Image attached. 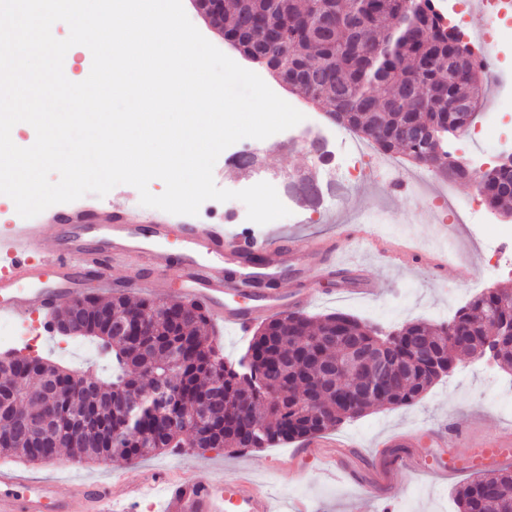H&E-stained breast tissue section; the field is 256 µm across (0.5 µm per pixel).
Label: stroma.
Segmentation results:
<instances>
[{
    "instance_id": "35a3bbf8",
    "label": "stroma",
    "mask_w": 512,
    "mask_h": 512,
    "mask_svg": "<svg viewBox=\"0 0 512 512\" xmlns=\"http://www.w3.org/2000/svg\"><path fill=\"white\" fill-rule=\"evenodd\" d=\"M182 3L191 22L214 46L262 77L280 98L305 105L302 94L276 85L264 67L228 47L222 33L210 28L198 15L192 0ZM247 149L255 155V165L248 171L238 169L230 151L221 153L213 169L216 185L237 191L268 182L289 209V216L261 226L248 220L241 201L208 200L201 205L196 223L222 224L228 238L312 240L342 235L346 227L365 223L372 216L390 215L394 222L377 231L378 239L424 248L436 233L438 222L429 211V198L409 190L399 191L394 180L385 176L370 175L355 181L342 178L335 171L333 156L318 159L305 139H293L280 132L265 140H249ZM307 176L318 183L320 193L316 198H306L296 188L297 182ZM505 223L512 225V216L507 218L483 208L481 217L470 224L467 232L449 241L447 272L443 275L388 261L372 242L346 239L339 261L357 266L375 284L376 296L346 293L343 282L334 280L322 284L321 298L306 312L312 316L342 312L376 323L386 332L409 320H447L449 310L458 309L473 297V284L484 289L497 283L512 284L511 268L486 274L490 256L481 248L483 241L496 238L500 225ZM15 346L82 374L105 378L112 373L111 357L102 354L96 342L87 338L52 335L44 337L39 345H28L20 339ZM509 380L512 375L499 367L461 357L451 373L434 384L418 404L372 411L325 432V439L337 438L352 444L355 473L351 476H331L317 449L305 447L300 440L245 453L184 448L150 456L136 464L84 459L76 468L70 467L71 454L66 451L59 460L32 464L28 470L54 479L68 494L80 493L86 482L107 480L114 472L122 473L127 485H153L150 495L139 496L138 512H161L163 508L164 491L154 486V479H174L191 472L202 477L247 473L271 493L278 512H294L298 501L308 502L310 512H458L454 491L471 480L468 466L488 461L482 441L512 425L504 417L494 391L496 383ZM448 420L454 422L455 432L449 433L443 446L434 445L432 435L440 423ZM399 433L412 436L411 448L389 447L391 437ZM407 454L426 460L427 468L397 472L390 486L368 495L365 484L372 475L366 468L367 461L377 458L391 463ZM450 462L463 465V472L446 477L435 475L434 466Z\"/></svg>"
}]
</instances>
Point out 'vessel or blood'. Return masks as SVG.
Listing matches in <instances>:
<instances>
[{"mask_svg": "<svg viewBox=\"0 0 512 512\" xmlns=\"http://www.w3.org/2000/svg\"><path fill=\"white\" fill-rule=\"evenodd\" d=\"M338 249L333 238L309 248L294 239L228 240L207 224L134 223L115 204L91 212L64 211L54 234L34 238L25 229L0 233V319L20 320L35 311L53 315L82 296L86 280L95 277L109 289L162 287V273L175 253L181 260L179 297L243 335L271 312L309 305L316 291L306 272L337 276ZM128 260L140 262L139 274L113 277V268ZM285 278L291 291L279 287ZM488 445L493 467L512 461L511 431H496ZM113 486L110 480L96 481L82 493L95 512H112ZM0 512L78 510L56 482L1 467ZM164 512H275V507L269 493L250 478L190 476L167 482Z\"/></svg>", "mask_w": 512, "mask_h": 512, "instance_id": "obj_1", "label": "vessel or blood"}]
</instances>
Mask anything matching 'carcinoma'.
I'll return each instance as SVG.
<instances>
[{"mask_svg":"<svg viewBox=\"0 0 512 512\" xmlns=\"http://www.w3.org/2000/svg\"><path fill=\"white\" fill-rule=\"evenodd\" d=\"M251 13L272 33L288 28V42L268 47L264 32L242 34L244 56L257 50L260 65L304 74L294 88L380 151L470 181L454 152L439 148L469 129L486 74L451 44L435 0H224V31L239 32ZM456 100L470 108H450ZM478 191L494 210L512 207V166L487 170ZM491 311L512 324V287L482 291L446 322L411 321L397 332L436 347L454 326L470 342L448 351L451 365L484 344ZM136 313L149 318L148 329L121 331ZM207 322L201 308L176 299L89 295L64 304L54 326L97 339L115 369L101 379L44 358L0 364V456L46 462L58 458L63 442L81 458L131 464L169 448L259 451L334 429L351 405L365 413L412 406L434 385L423 362L413 377L395 372L373 396H361L373 369L367 358L350 363L349 351L367 350L384 334L345 313L313 318L296 311L270 319L249 342L254 365L244 372L202 334ZM300 395L314 400L320 415L301 412ZM455 500L458 512H512V471L476 475L455 490Z\"/></svg>","mask_w":512,"mask_h":512,"instance_id":"obj_1","label":"carcinoma"}]
</instances>
